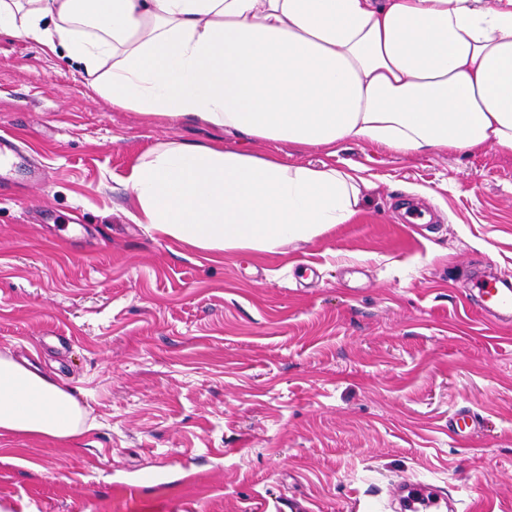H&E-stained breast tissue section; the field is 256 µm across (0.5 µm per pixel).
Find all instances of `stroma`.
I'll list each match as a JSON object with an SVG mask.
<instances>
[{
	"label": "stroma",
	"instance_id": "stroma-1",
	"mask_svg": "<svg viewBox=\"0 0 512 512\" xmlns=\"http://www.w3.org/2000/svg\"><path fill=\"white\" fill-rule=\"evenodd\" d=\"M0 353L72 389L95 429L0 435V512H512V153L250 142L113 108L62 53L0 33ZM222 142L356 168L362 214L278 252L201 251L129 217L132 162ZM466 410L480 426L448 435ZM505 288H501L497 282H481L477 289L483 300L485 310H508L512 313V289L503 282Z\"/></svg>",
	"mask_w": 512,
	"mask_h": 512
}]
</instances>
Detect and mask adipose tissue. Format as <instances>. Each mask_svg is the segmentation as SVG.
I'll return each instance as SVG.
<instances>
[{"label":"adipose tissue","mask_w":512,"mask_h":512,"mask_svg":"<svg viewBox=\"0 0 512 512\" xmlns=\"http://www.w3.org/2000/svg\"><path fill=\"white\" fill-rule=\"evenodd\" d=\"M113 107L250 140L512 152V0H0ZM130 216L202 251L275 253L355 217L367 181L221 144L158 143ZM71 391L0 354V434L72 440Z\"/></svg>","instance_id":"ef3b65f1"}]
</instances>
